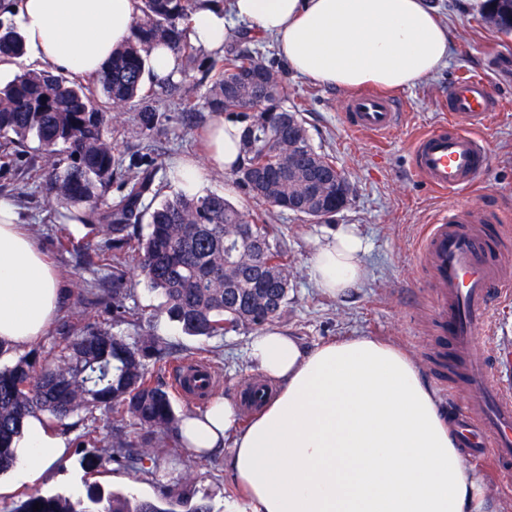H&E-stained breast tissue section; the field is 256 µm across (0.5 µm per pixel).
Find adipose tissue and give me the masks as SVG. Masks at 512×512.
Here are the masks:
<instances>
[{"label":"adipose tissue","instance_id":"1","mask_svg":"<svg viewBox=\"0 0 512 512\" xmlns=\"http://www.w3.org/2000/svg\"><path fill=\"white\" fill-rule=\"evenodd\" d=\"M138 0H16L7 9L24 61L97 78L131 37ZM273 35L290 69L322 85L404 89L443 66L452 46L425 0H232L192 16L190 38L221 48L233 21ZM241 126L216 117L206 165L179 166L196 193L238 161ZM364 243L341 230L310 266L312 279L345 296L363 275ZM60 311V282L21 222L0 199V343L28 348ZM248 356L266 382L247 425L239 401L217 397L181 431L193 452L226 450L224 463L250 512H493L484 478L468 467L418 362L396 344L349 336L312 349L274 330ZM15 486L61 460L67 438L41 418L13 441Z\"/></svg>","mask_w":512,"mask_h":512}]
</instances>
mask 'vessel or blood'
<instances>
[{"instance_id": "1", "label": "vessel or blood", "mask_w": 512, "mask_h": 512, "mask_svg": "<svg viewBox=\"0 0 512 512\" xmlns=\"http://www.w3.org/2000/svg\"><path fill=\"white\" fill-rule=\"evenodd\" d=\"M500 107L493 85L484 77L461 79L448 89L450 121L421 136L412 148V168L433 188L456 194L471 186L489 165L486 142L475 135L488 113ZM348 126L385 136L402 119L401 101L389 94L364 91L343 102ZM492 213L478 214L466 204L440 210L422 240L421 262L436 300V322L458 365L459 380L474 393L459 407L456 424L470 456L512 472V393L494 382L488 357L474 346L486 330L496 303L512 293L498 246L489 238Z\"/></svg>"}]
</instances>
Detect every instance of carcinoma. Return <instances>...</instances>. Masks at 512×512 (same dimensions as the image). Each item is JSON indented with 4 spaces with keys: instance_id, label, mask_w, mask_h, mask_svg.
I'll return each instance as SVG.
<instances>
[{
    "instance_id": "carcinoma-1",
    "label": "carcinoma",
    "mask_w": 512,
    "mask_h": 512,
    "mask_svg": "<svg viewBox=\"0 0 512 512\" xmlns=\"http://www.w3.org/2000/svg\"><path fill=\"white\" fill-rule=\"evenodd\" d=\"M195 8L196 0H139L132 38L112 53L99 79L84 84L50 71L23 72L0 87V158L23 181L42 172L49 205L69 210V219L90 233L108 236L97 257L111 270L112 287L95 292L106 314L136 316L125 306L132 253L138 276L164 298L168 318L185 334L210 339L240 328L260 330L288 306V256L271 238L272 213L243 212L218 194L177 193L161 200L164 185L157 180L155 158L141 153L126 159L108 135L119 111L129 106L138 110L143 135L164 126L156 92L144 90L149 51L157 44L168 46L188 76L198 52L183 23ZM485 18L511 35L512 0H488ZM22 53L17 32L0 24V59ZM210 68L217 76L205 94L208 109L235 113L243 124L234 184L259 205L272 199L281 212L331 222L336 184L348 178L330 155L313 146L299 107L285 105L279 71L247 52L229 53ZM252 108L258 112L246 113ZM32 138L38 146L30 155ZM312 176L328 190L315 213L303 209L312 197ZM144 222L143 235L139 226ZM172 354L162 337L121 336L100 322L68 327L40 367L26 356L0 365V474L14 466L11 443L26 418L60 423L76 414L94 420L99 411L112 416V438L98 447L89 466H117L157 479L168 449L189 448L171 392L152 379L153 369L166 365ZM130 419L144 430L137 441L123 432ZM159 488L156 500L118 496L96 483L77 500L35 492L8 512H33L36 503L40 512H211L204 502L180 510L194 496L184 475Z\"/></svg>"
}]
</instances>
